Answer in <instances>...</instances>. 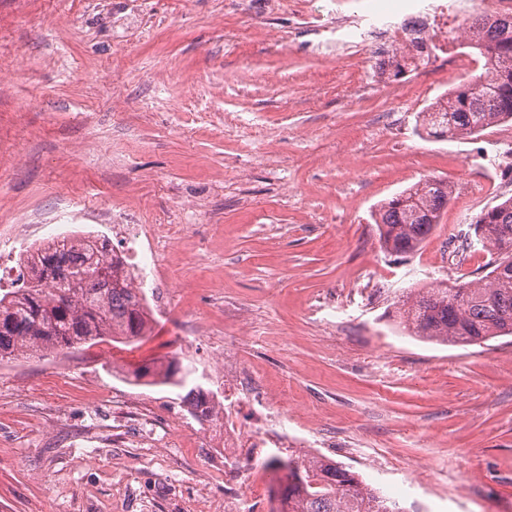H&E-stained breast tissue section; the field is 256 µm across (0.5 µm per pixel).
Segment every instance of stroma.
I'll use <instances>...</instances> for the list:
<instances>
[{
	"mask_svg": "<svg viewBox=\"0 0 512 512\" xmlns=\"http://www.w3.org/2000/svg\"><path fill=\"white\" fill-rule=\"evenodd\" d=\"M284 2L0 0V226L176 238L140 342L0 362V512H224L206 422L126 375L174 357L220 395L228 347L258 372L245 428L258 390L284 391L289 430L377 491L409 482L406 512H512V335L444 346L397 317L404 289L488 261L455 247L512 196V122L419 135L446 60L356 80L361 58L316 54L308 22L353 33L371 0ZM428 176L453 190L436 230L385 252L373 213Z\"/></svg>",
	"mask_w": 512,
	"mask_h": 512,
	"instance_id": "obj_1",
	"label": "stroma"
}]
</instances>
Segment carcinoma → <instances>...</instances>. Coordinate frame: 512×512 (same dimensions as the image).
Instances as JSON below:
<instances>
[{
	"label": "carcinoma",
	"mask_w": 512,
	"mask_h": 512,
	"mask_svg": "<svg viewBox=\"0 0 512 512\" xmlns=\"http://www.w3.org/2000/svg\"><path fill=\"white\" fill-rule=\"evenodd\" d=\"M468 47L485 72L463 82L419 113V130L437 139H463L512 120V15L470 18ZM452 196L448 182L422 179L382 202L374 213L381 247L416 252L438 226ZM458 250L490 254L486 273L470 281L411 288L402 318L413 335L441 344L468 345L512 335V196L470 222ZM20 288H0V360L42 358L105 340L135 344L150 322L147 298L128 284L124 259L102 235H73L41 245L23 260ZM189 372L179 360L144 364L129 377L137 384L184 387ZM204 421L221 403L197 385L183 398ZM272 471L287 470L280 485L281 512H405L360 476L323 455L272 456Z\"/></svg>",
	"instance_id": "obj_1"
}]
</instances>
